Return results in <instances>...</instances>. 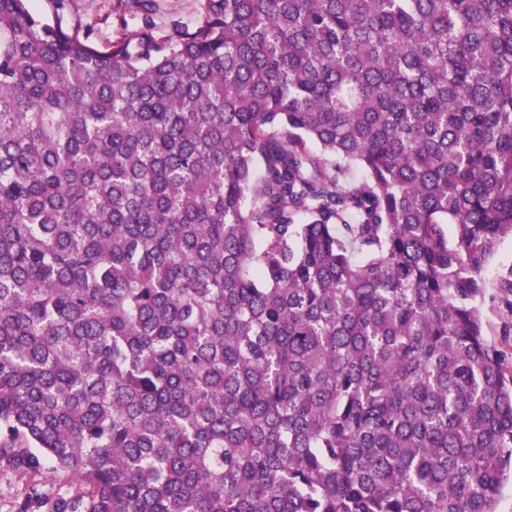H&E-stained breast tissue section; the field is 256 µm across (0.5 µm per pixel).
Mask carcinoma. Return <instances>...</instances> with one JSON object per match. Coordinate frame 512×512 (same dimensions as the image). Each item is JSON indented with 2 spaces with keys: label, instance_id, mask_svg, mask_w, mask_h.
Masks as SVG:
<instances>
[{
  "label": "carcinoma",
  "instance_id": "1",
  "mask_svg": "<svg viewBox=\"0 0 512 512\" xmlns=\"http://www.w3.org/2000/svg\"><path fill=\"white\" fill-rule=\"evenodd\" d=\"M506 237L512 0H0V464L84 512H499ZM149 11L128 9L125 0H30L31 11L43 22L77 32L99 49H107L143 27L145 21L160 39L178 29H192L200 21L207 0H147ZM123 19V22H121ZM512 268V238L502 240L494 251L485 273L486 289L481 309L484 320L487 324L486 333L496 339L503 350L506 361L512 365V330L511 336H501L502 327L505 322L510 321L503 307L497 282Z\"/></svg>",
  "mask_w": 512,
  "mask_h": 512
}]
</instances>
